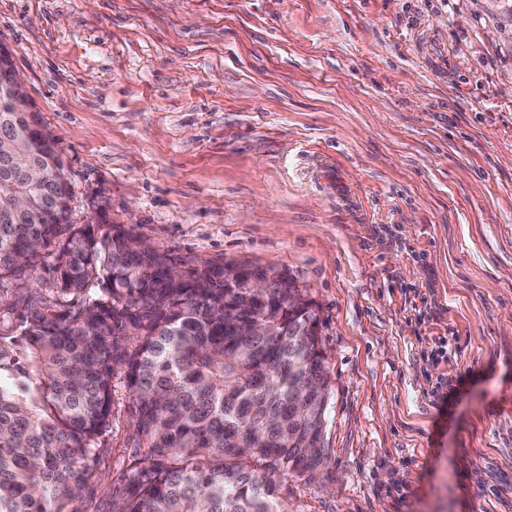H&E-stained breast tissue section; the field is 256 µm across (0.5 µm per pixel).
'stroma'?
Here are the masks:
<instances>
[{
    "mask_svg": "<svg viewBox=\"0 0 512 512\" xmlns=\"http://www.w3.org/2000/svg\"><path fill=\"white\" fill-rule=\"evenodd\" d=\"M71 191L316 305L326 464L288 512H512V0H0ZM112 403L78 512H112Z\"/></svg>",
    "mask_w": 512,
    "mask_h": 512,
    "instance_id": "35a3bbf8",
    "label": "stroma"
}]
</instances>
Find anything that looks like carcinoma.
<instances>
[{
	"mask_svg": "<svg viewBox=\"0 0 512 512\" xmlns=\"http://www.w3.org/2000/svg\"><path fill=\"white\" fill-rule=\"evenodd\" d=\"M13 68L0 61V281L39 267L51 288L18 285L0 317V512H76L120 380L146 453L113 512H287L281 476L325 464L309 447L325 398L293 406L299 375L324 372L315 311L286 288L242 303L244 266L177 271L119 226L69 223L54 139L13 109Z\"/></svg>",
	"mask_w": 512,
	"mask_h": 512,
	"instance_id": "carcinoma-1",
	"label": "carcinoma"
}]
</instances>
